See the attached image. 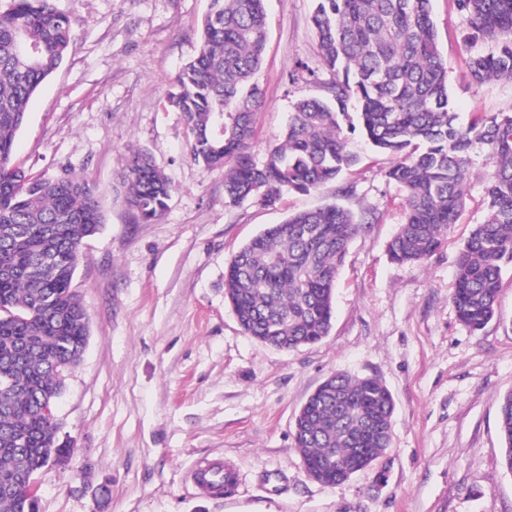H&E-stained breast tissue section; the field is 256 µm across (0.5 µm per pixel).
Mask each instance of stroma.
Returning <instances> with one entry per match:
<instances>
[{
  "instance_id": "obj_1",
  "label": "stroma",
  "mask_w": 512,
  "mask_h": 512,
  "mask_svg": "<svg viewBox=\"0 0 512 512\" xmlns=\"http://www.w3.org/2000/svg\"><path fill=\"white\" fill-rule=\"evenodd\" d=\"M56 6L73 38L28 107L13 162L32 176L69 168L95 186L105 222L82 245L73 286L89 315L88 344L55 406L58 436L74 452L68 465L37 473V512H512L499 428V398L512 391V264L483 330L471 332L450 301L458 252L486 213V158L474 157L458 221L422 263L389 257L404 197L385 178L390 156L359 135L358 162L338 183L283 192L273 207L228 205L223 169L190 159L183 116L168 102L198 51L209 0ZM313 6L267 0L256 162L295 102L320 92L295 73L301 61L320 65ZM430 9L461 121L511 109L512 82L472 83L452 0ZM131 147L148 151L174 187L152 223L136 219L117 182ZM330 204L365 228L339 272L328 336L295 351L246 336L224 299L228 261L267 225ZM338 371L388 388L392 442L327 486L307 477L293 425ZM211 460L234 466L232 491L198 492L191 474Z\"/></svg>"
}]
</instances>
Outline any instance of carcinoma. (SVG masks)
I'll return each mask as SVG.
<instances>
[{
    "mask_svg": "<svg viewBox=\"0 0 512 512\" xmlns=\"http://www.w3.org/2000/svg\"><path fill=\"white\" fill-rule=\"evenodd\" d=\"M462 42H492L469 56L471 81L512 82V0H453ZM325 81L322 95L298 101L267 159L253 160L255 117L264 104L252 81L266 44V0H211L197 55L176 77L171 106L182 112L190 155L224 168L230 206L273 207L283 191L336 182L357 161L342 120L353 108L375 150L393 157L388 182L404 193V218L388 244L392 261L423 263L457 223L472 155L492 162L487 214L456 260L451 299L476 332L493 318L502 267L512 262V112L457 122L448 64L436 40L430 0H314L311 16ZM70 17L55 0H9L0 8V512H27L18 484L56 455L57 423L41 402L62 392L58 369L80 360L87 313L73 288L84 238L104 216L93 189L64 169L30 177L12 163L14 140L39 87L62 65ZM126 202L151 223L169 208L173 186L151 155L129 151L120 175ZM337 205L299 212L246 242L224 273L225 295L243 332L294 350L326 337L333 291L361 230ZM394 401L372 377H328L295 419L305 470L336 483L370 463L391 441ZM502 468L512 473V391L499 403Z\"/></svg>",
    "mask_w": 512,
    "mask_h": 512,
    "instance_id": "obj_1",
    "label": "carcinoma"
}]
</instances>
